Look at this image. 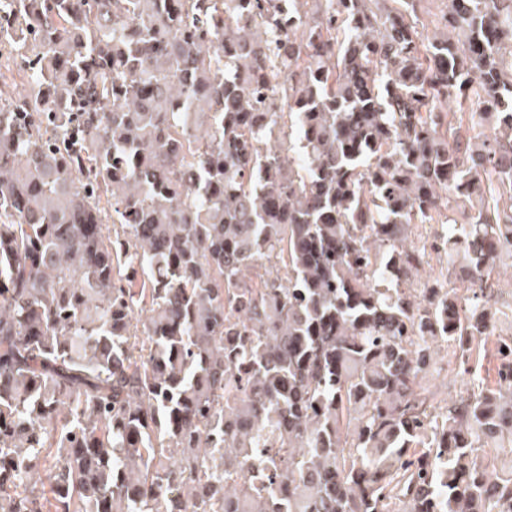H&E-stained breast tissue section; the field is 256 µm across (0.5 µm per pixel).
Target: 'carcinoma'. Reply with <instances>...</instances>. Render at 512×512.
<instances>
[{
    "label": "carcinoma",
    "instance_id": "1",
    "mask_svg": "<svg viewBox=\"0 0 512 512\" xmlns=\"http://www.w3.org/2000/svg\"><path fill=\"white\" fill-rule=\"evenodd\" d=\"M440 2L0 0V512H512V0ZM436 384L441 393L448 395L449 398L459 396L466 389L467 379L458 373V368L446 363L442 364V370L436 377Z\"/></svg>",
    "mask_w": 512,
    "mask_h": 512
}]
</instances>
